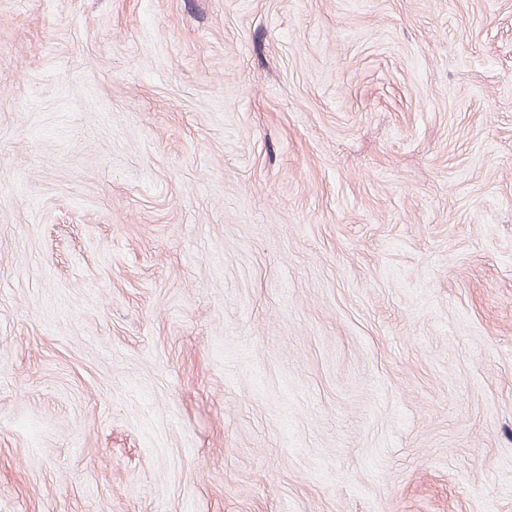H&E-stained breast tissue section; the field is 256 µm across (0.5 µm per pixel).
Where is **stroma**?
Returning <instances> with one entry per match:
<instances>
[{
	"label": "stroma",
	"mask_w": 512,
	"mask_h": 512,
	"mask_svg": "<svg viewBox=\"0 0 512 512\" xmlns=\"http://www.w3.org/2000/svg\"><path fill=\"white\" fill-rule=\"evenodd\" d=\"M0 512H512V0H0Z\"/></svg>",
	"instance_id": "obj_1"
}]
</instances>
